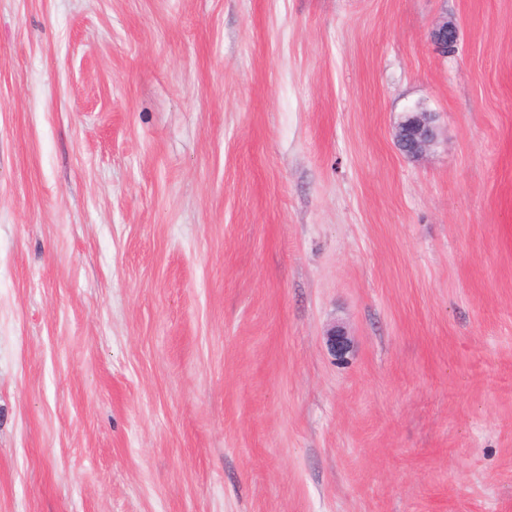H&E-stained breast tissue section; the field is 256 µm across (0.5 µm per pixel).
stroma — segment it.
Wrapping results in <instances>:
<instances>
[{
    "label": "stroma",
    "instance_id": "stroma-1",
    "mask_svg": "<svg viewBox=\"0 0 512 512\" xmlns=\"http://www.w3.org/2000/svg\"><path fill=\"white\" fill-rule=\"evenodd\" d=\"M509 177L512 0H0V512H512ZM431 41L434 50L443 57H448V51L454 53L458 41V32L456 27L444 20L439 23L432 31ZM449 53V54H451ZM437 118L434 112L416 106L411 109L395 130V141L399 150L414 161L422 159L436 143L438 137ZM409 140V149L402 146Z\"/></svg>",
    "mask_w": 512,
    "mask_h": 512
}]
</instances>
